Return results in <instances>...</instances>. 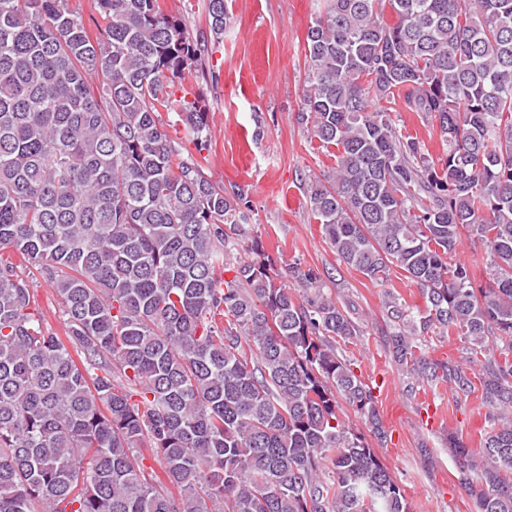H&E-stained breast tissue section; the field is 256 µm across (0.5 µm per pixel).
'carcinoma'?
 Masks as SVG:
<instances>
[{"mask_svg": "<svg viewBox=\"0 0 512 512\" xmlns=\"http://www.w3.org/2000/svg\"><path fill=\"white\" fill-rule=\"evenodd\" d=\"M322 2L298 120L336 149L308 184L324 240L372 283L399 268L417 286L423 308L383 303L417 386L512 408V0ZM97 5L93 37L73 0H0V512H410L339 417L344 403L386 442L377 397L337 353L361 335L350 308L314 268H278L242 193L165 131L164 112L208 149L210 115L184 88L206 47L158 0ZM206 11L221 37L225 0ZM401 94L443 156L375 107ZM465 228L484 286L452 263ZM429 335L465 339L479 372L427 361ZM451 449L462 482L484 481L477 512H512V419L478 456ZM35 288L36 299L43 309L47 322L53 327L58 326L62 319V311L55 292L43 281Z\"/></svg>", "mask_w": 512, "mask_h": 512, "instance_id": "1", "label": "carcinoma"}]
</instances>
